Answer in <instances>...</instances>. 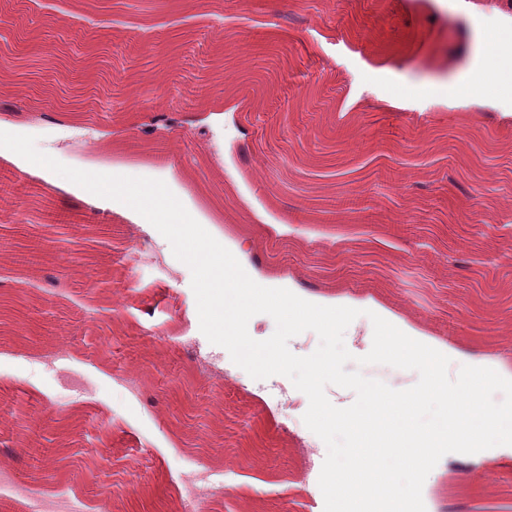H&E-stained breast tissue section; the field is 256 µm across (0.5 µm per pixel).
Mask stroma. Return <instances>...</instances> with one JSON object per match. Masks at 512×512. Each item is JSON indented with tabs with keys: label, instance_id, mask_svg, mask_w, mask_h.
<instances>
[{
	"label": "stroma",
	"instance_id": "1",
	"mask_svg": "<svg viewBox=\"0 0 512 512\" xmlns=\"http://www.w3.org/2000/svg\"><path fill=\"white\" fill-rule=\"evenodd\" d=\"M38 20L60 80L82 79L109 109L41 125L23 91L0 107L22 113L12 130L37 149L89 171L136 168L167 181L198 221H211L228 249L253 241L247 274L268 287L305 282L313 293L360 309L366 335L344 344L356 357L372 346L369 312L386 309L437 347L488 352L512 332V232L493 224L496 194H478L466 170L475 157L459 133L497 141L502 186L512 185V125L485 113L438 106L418 113L363 104L344 113L347 82L320 46L327 36L375 68L379 94L433 95L420 71L462 66L453 20L437 0H0V29ZM239 31L225 44L219 27ZM150 92L128 105L134 81ZM232 111L246 139L209 123ZM180 122L149 132L155 117ZM340 151L337 183L364 202L334 222L314 212L298 187L323 145ZM171 146L159 163L156 146ZM0 461L30 494H69L96 512H178L188 468L225 470L230 496L206 512H324L305 479L317 436L287 430L264 397L213 371L180 343L200 331L190 268L167 255L149 260L153 239L119 213L84 204L28 173L0 148ZM487 285L473 287L476 272ZM64 285L52 287L49 276ZM65 349L73 372L57 377L42 358ZM137 371L126 399L113 366ZM494 486L440 460L426 479V512H512V456L489 449ZM15 496L14 512H29Z\"/></svg>",
	"mask_w": 512,
	"mask_h": 512
}]
</instances>
